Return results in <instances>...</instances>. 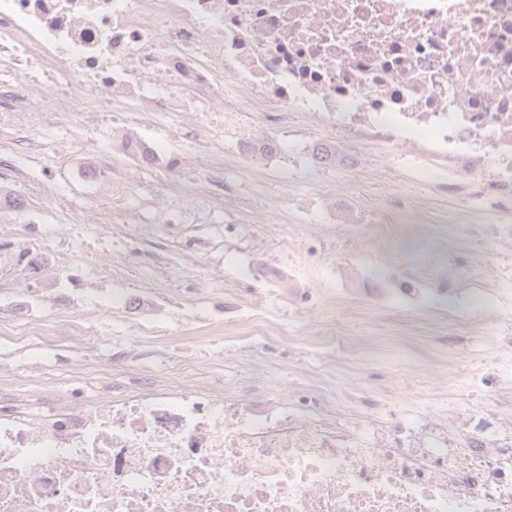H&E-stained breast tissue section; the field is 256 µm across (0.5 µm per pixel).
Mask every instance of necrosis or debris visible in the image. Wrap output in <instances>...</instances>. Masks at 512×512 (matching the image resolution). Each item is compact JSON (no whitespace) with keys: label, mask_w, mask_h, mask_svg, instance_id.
I'll return each instance as SVG.
<instances>
[{"label":"necrosis or debris","mask_w":512,"mask_h":512,"mask_svg":"<svg viewBox=\"0 0 512 512\" xmlns=\"http://www.w3.org/2000/svg\"><path fill=\"white\" fill-rule=\"evenodd\" d=\"M43 112H201L264 164L353 171L386 194H326L308 224L359 230L372 263L325 262L352 299L480 302L448 320L469 339L454 387L425 412L378 390L337 398L296 378L284 398L204 392L179 363L150 390L89 396L41 417L0 409V512H512V0H0V128ZM375 144L250 133L246 115ZM460 208L401 280L378 269L422 223L400 172ZM42 237L0 263L43 278Z\"/></svg>","instance_id":"necrosis-or-debris-1"}]
</instances>
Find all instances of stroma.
Returning <instances> with one entry per match:
<instances>
[{"label": "stroma", "instance_id": "35a3bbf8", "mask_svg": "<svg viewBox=\"0 0 512 512\" xmlns=\"http://www.w3.org/2000/svg\"><path fill=\"white\" fill-rule=\"evenodd\" d=\"M135 134L164 159L188 157L190 168L167 171L144 167L112 147L111 124L82 120L80 115H45L35 138L43 165L29 167L24 150L0 153V166L14 169L4 184L11 193L36 194L22 224L0 223V237L27 240L46 230L50 270L39 289L16 275L0 283V326L64 314L82 325L86 336L75 342L49 336L16 343L0 335V387L21 402L35 403L51 379L69 369L89 366L94 346L103 343L111 358L128 363L132 372L150 378L169 371L176 360L198 365L192 381L203 389L227 382H257L285 396L296 376L319 377L332 363V349L317 350L269 336L256 343L228 342L212 335L211 327L232 323L251 307L266 308L275 318L293 324L306 335L375 338L377 313L364 304L341 302L332 288H321V259H335L354 247L351 230L332 224H309L301 236H289L300 222L299 198L344 188L349 202L367 208L378 202L381 186L372 171L349 172L327 168L288 173L267 169L240 150L234 139L224 140V172L214 176L210 162L192 152L194 142L209 139L210 130L198 113L183 112L171 120L145 116ZM62 138L76 147L58 159L53 145ZM112 163L113 179L123 181L126 194L113 199L107 186L83 182V168L102 160ZM407 191L433 217L429 224H408L391 242L389 257L399 263L427 258L442 215L457 204L436 186L408 184ZM236 227L226 237L225 227ZM97 243L99 270L75 260L83 244ZM113 268L105 279L100 269ZM320 288L321 300L309 307L294 299L295 286ZM463 302L422 303L403 315L407 335L432 337L435 356L426 359L427 382L410 378L404 369V346L399 337L385 341L390 354L385 364L355 354L350 375H338L334 393L345 390L348 377L390 391L398 408L418 405L424 384L441 389L455 371L447 353L449 314L464 311Z\"/></svg>", "mask_w": 512, "mask_h": 512}]
</instances>
